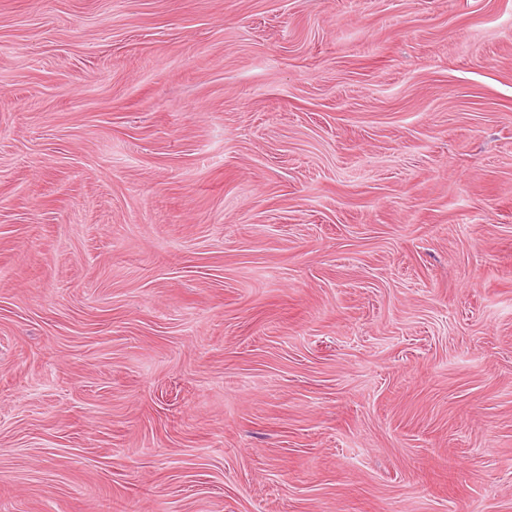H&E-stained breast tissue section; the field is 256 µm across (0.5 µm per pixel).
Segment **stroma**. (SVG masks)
<instances>
[{"label": "stroma", "instance_id": "stroma-1", "mask_svg": "<svg viewBox=\"0 0 512 512\" xmlns=\"http://www.w3.org/2000/svg\"><path fill=\"white\" fill-rule=\"evenodd\" d=\"M0 512H512V0H0Z\"/></svg>", "mask_w": 512, "mask_h": 512}]
</instances>
